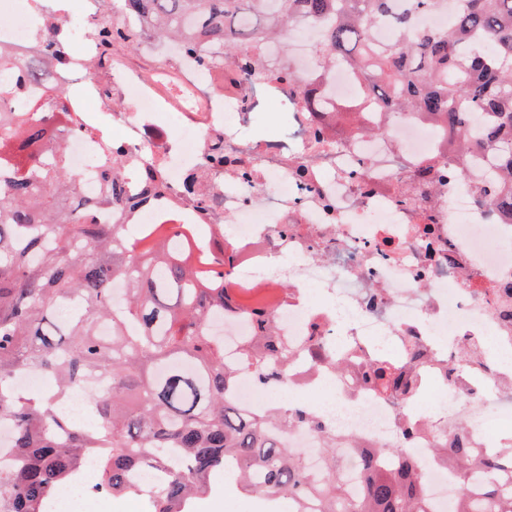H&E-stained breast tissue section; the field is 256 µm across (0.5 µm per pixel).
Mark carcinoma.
Wrapping results in <instances>:
<instances>
[{
  "mask_svg": "<svg viewBox=\"0 0 512 512\" xmlns=\"http://www.w3.org/2000/svg\"><path fill=\"white\" fill-rule=\"evenodd\" d=\"M456 2L452 21L435 31L420 21L448 0H120V8L156 38L186 49L201 41L222 46L226 58L259 32L276 35L286 53L304 21L318 22L321 69L345 63L382 111L409 112L443 129L450 178L467 175L470 153L493 154L497 167L478 202L512 214V0ZM381 28L391 31L389 41L377 39ZM42 41L43 58L0 48V71L17 72L14 83H0V160H9L0 165V425L14 429L11 463L0 466V512H51L89 455L97 459L96 490L140 498L148 512H194L197 499L219 491L220 476L261 495L268 512L283 499L303 512L311 495L318 512H430L410 449L386 450L399 457L394 469L380 464L381 452L355 449L363 485L351 503L336 441L326 442L323 467L313 472L279 433L285 422L318 430L314 418L291 404L256 414L234 401L243 369L264 381L287 379L288 340L257 312L241 363L227 365L210 314L228 300L232 244L219 246L204 271L187 242L175 247L161 232L128 244L123 225L101 220L133 212L159 191V178L145 172L133 201L106 169L98 195H82L58 140L70 124L68 89L48 71L68 54V40L52 25ZM36 87L44 90L39 100L30 95ZM116 288L123 291L118 307ZM335 365L382 393L394 388L412 399L421 391L413 350L403 365L357 366L342 354ZM23 370L51 378L53 391L16 388ZM98 377L109 391H96ZM77 383L90 389L93 409L80 422L55 410ZM437 452L456 473L453 512H512V486L494 481L512 469V444L479 453L469 432L457 429ZM140 469L159 474L160 484H136ZM476 473L486 477L482 509L470 493Z\"/></svg>",
  "mask_w": 512,
  "mask_h": 512,
  "instance_id": "carcinoma-1",
  "label": "carcinoma"
}]
</instances>
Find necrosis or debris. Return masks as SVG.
<instances>
[{
    "label": "necrosis or debris",
    "instance_id": "1",
    "mask_svg": "<svg viewBox=\"0 0 512 512\" xmlns=\"http://www.w3.org/2000/svg\"><path fill=\"white\" fill-rule=\"evenodd\" d=\"M126 25L110 0H82L58 9L55 0H0V46L30 50L42 24L62 28L72 50L55 68V83L80 82L72 104L81 128L65 140L67 164L82 181L84 196L97 194L106 146L122 149L113 174L137 191L141 168L155 169L163 188L136 216L106 215L127 225L126 238L162 225L188 236L195 257L214 251L220 226L234 227V272L227 284L235 309L214 318L224 332V359L239 361L253 335L250 310L261 307L287 338L292 353L286 382L243 372L235 399L263 412L282 389L310 409L325 433L291 425L284 431L310 468H319L322 435L354 441L361 448L400 445L406 418L422 429L412 442L425 476L431 512H447L457 484L438 464L432 448L447 427L415 413L413 401L379 394L360 380L338 374L332 356L357 361L404 360L410 346L426 353L420 398L448 417H464L475 447L504 414L512 415V322L498 311L512 295L498 291L512 281V219L480 206L475 189L487 160L476 156L466 177H435L426 201L415 200L404 182L415 163L446 168L436 134L401 113L363 112L364 133L338 142L317 136L309 103L327 112L355 99L358 77L336 66L316 69L320 33L308 24L289 52L262 35L243 45L233 61L215 62L216 50L189 55L145 42L140 56L125 44H105L92 30L102 19ZM284 108L288 133L255 138L251 117L258 95ZM197 191L221 205L201 209ZM318 337L322 361L308 353ZM494 338L499 357L471 366L461 382L446 371L467 340Z\"/></svg>",
    "mask_w": 512,
    "mask_h": 512
}]
</instances>
